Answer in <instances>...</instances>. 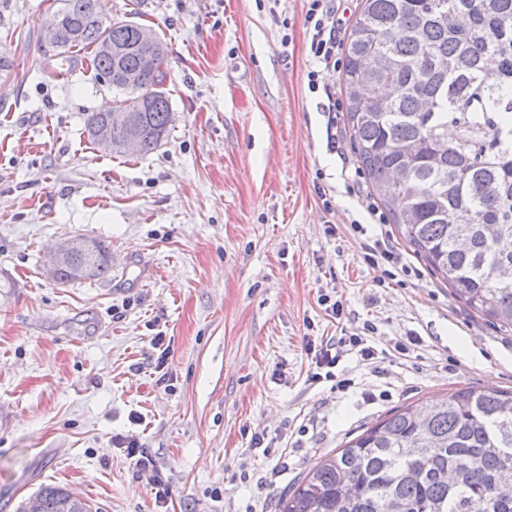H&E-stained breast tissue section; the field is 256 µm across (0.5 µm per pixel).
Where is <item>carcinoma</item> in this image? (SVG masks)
Listing matches in <instances>:
<instances>
[{"instance_id": "obj_1", "label": "carcinoma", "mask_w": 512, "mask_h": 512, "mask_svg": "<svg viewBox=\"0 0 512 512\" xmlns=\"http://www.w3.org/2000/svg\"><path fill=\"white\" fill-rule=\"evenodd\" d=\"M54 17L64 52L92 50L98 81L139 71L137 85L107 87L137 115L141 154L155 150L170 113L162 40L157 66L141 70L135 22L102 26L96 0H63ZM106 41L129 51L116 59ZM342 81L353 152L392 222L458 301L512 328V0H364ZM111 275L97 240L59 281ZM38 494L42 512L67 497L54 485ZM279 512H512V391L396 410L320 457Z\"/></svg>"}]
</instances>
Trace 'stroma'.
<instances>
[{"mask_svg": "<svg viewBox=\"0 0 512 512\" xmlns=\"http://www.w3.org/2000/svg\"><path fill=\"white\" fill-rule=\"evenodd\" d=\"M60 6L0 0V512L50 484L96 512H278L319 457L387 414L512 390V329L467 311L365 212L346 114L321 108L344 104L341 72L307 86L306 0H98L103 21L167 45L173 123L144 156L89 140L113 94L43 42ZM76 235L110 246L111 278L44 276L46 252ZM380 236L395 276L367 258ZM326 342L334 377L315 381ZM128 455L131 457H137L136 465L143 472H150L152 489H155L156 499H164L168 496V488L162 481L159 471L156 467L155 460L149 450V448H141L136 442L132 441L127 446Z\"/></svg>", "mask_w": 512, "mask_h": 512, "instance_id": "obj_1", "label": "stroma"}]
</instances>
